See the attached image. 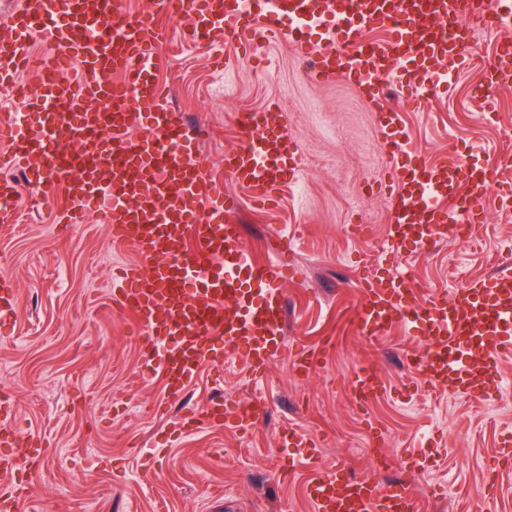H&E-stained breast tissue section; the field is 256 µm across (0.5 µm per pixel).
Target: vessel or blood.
<instances>
[{
  "label": "vessel or blood",
  "instance_id": "vessel-or-blood-1",
  "mask_svg": "<svg viewBox=\"0 0 512 512\" xmlns=\"http://www.w3.org/2000/svg\"><path fill=\"white\" fill-rule=\"evenodd\" d=\"M186 16L192 37L225 35L251 41L256 31L276 34L313 57L311 78H349L367 93L378 90L398 65H407L415 91L438 87L444 67L472 60L473 23L512 26V0H153L148 14L126 10L122 0H22L0 39V83L20 70H72L38 87L25 100L30 121L0 118L9 142L1 168H21L29 185L63 186L69 201L63 224L83 223L90 206L104 204L114 239L140 258L112 277L111 301L134 316L142 365L161 373L169 399H181L201 366L224 364L225 351L240 354L252 376L264 373L283 345L288 241L269 240L274 262H251L237 225L224 220L223 190L197 151V139L168 105L155 75L166 32L157 16ZM288 17L291 28L280 25ZM381 28L382 41L365 32ZM44 34L51 53L34 56L33 37ZM490 85L512 84V64L501 57L481 64ZM397 113L383 116L393 177L389 237L397 249L426 250L459 225L479 223L478 200L490 186H512V163L477 167L457 157L434 163L413 157L397 136ZM287 121L278 112H251L242 121L244 144L224 157L234 181L268 200L303 177ZM21 188L0 179V218L9 216ZM354 325L364 337L404 327L421 341L409 363L428 386L481 402L503 387L499 364L512 352V276L472 281L453 294L419 298L411 278L380 268L364 284ZM327 349L302 352L298 374L316 369ZM353 398L364 409L385 393L379 374L362 367L352 379ZM264 415L260 399L227 403L215 397L186 408L181 426L232 423L247 431ZM42 454L35 439L0 430V512H18L28 474ZM317 512H417L415 495L402 481L356 476L344 467L315 479Z\"/></svg>",
  "mask_w": 512,
  "mask_h": 512
}]
</instances>
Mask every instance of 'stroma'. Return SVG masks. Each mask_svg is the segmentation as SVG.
Listing matches in <instances>:
<instances>
[{"instance_id": "35a3bbf8", "label": "stroma", "mask_w": 512, "mask_h": 512, "mask_svg": "<svg viewBox=\"0 0 512 512\" xmlns=\"http://www.w3.org/2000/svg\"><path fill=\"white\" fill-rule=\"evenodd\" d=\"M170 29L157 79L185 122L199 126L208 171L236 200L226 220L239 226L253 262H269L270 237L291 243L290 275L280 284L285 351L258 380L225 353L223 384L202 368L185 399L201 406L218 393L230 402L258 395L266 414L247 432L209 426L167 441L180 406L159 375L141 371L134 319L109 299L114 267L137 261L136 252L113 240L101 207L85 223L57 224L64 188L35 211L22 187L10 227L0 229V276L18 289L13 337L0 339V392L15 404L7 426L41 439L48 454L20 512H56L63 497L74 512H315L308 480L334 463L411 483L419 512H474L478 490L493 481L495 512H512V473L497 456L503 431H512V397L476 404L433 392L405 361L419 339L395 326L367 340L353 324L360 288L380 267L411 274L427 294L512 273V209L493 189L481 201L476 237L414 254L390 247L391 162L379 126L382 112L398 113L403 137L434 161L512 158V89L494 90L497 108L487 112L473 96L478 67L419 99L396 73L374 103L343 79H306L309 61L292 44L264 36L245 49L229 38L196 41L175 23ZM269 108L287 116L303 179L280 188L277 208L262 210L226 172L224 154L241 144L242 113ZM326 343L334 350L323 368L295 374L296 353ZM361 365L374 367L394 398L359 410L350 380ZM291 423L316 439L321 460L288 477L277 460L306 453L283 446ZM372 424L384 444L372 439Z\"/></svg>"}]
</instances>
